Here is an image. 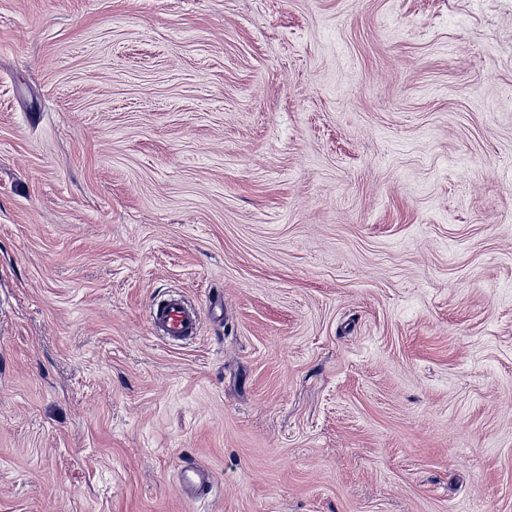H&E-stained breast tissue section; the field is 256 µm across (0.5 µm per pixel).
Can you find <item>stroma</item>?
Returning a JSON list of instances; mask_svg holds the SVG:
<instances>
[{
	"label": "stroma",
	"mask_w": 512,
	"mask_h": 512,
	"mask_svg": "<svg viewBox=\"0 0 512 512\" xmlns=\"http://www.w3.org/2000/svg\"><path fill=\"white\" fill-rule=\"evenodd\" d=\"M0 512H512V0H0ZM207 315L222 317L224 300L218 297L209 299L206 307H202L173 296L152 303L150 323L157 334H162L171 342H179L197 336ZM178 481L191 498L208 495L213 487L212 474L198 461H185L177 471Z\"/></svg>",
	"instance_id": "35a3bbf8"
}]
</instances>
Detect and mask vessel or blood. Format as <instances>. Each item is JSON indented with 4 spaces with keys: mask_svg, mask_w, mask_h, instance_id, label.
Segmentation results:
<instances>
[{
    "mask_svg": "<svg viewBox=\"0 0 512 512\" xmlns=\"http://www.w3.org/2000/svg\"><path fill=\"white\" fill-rule=\"evenodd\" d=\"M223 309L224 302L219 298L209 300L202 307L173 296L152 303L150 323L156 333L169 341L179 342L197 336L205 316H217ZM177 476L182 489L192 498L208 495L214 484L212 474L195 460L185 461L179 467Z\"/></svg>",
    "mask_w": 512,
    "mask_h": 512,
    "instance_id": "obj_1",
    "label": "vessel or blood"
}]
</instances>
